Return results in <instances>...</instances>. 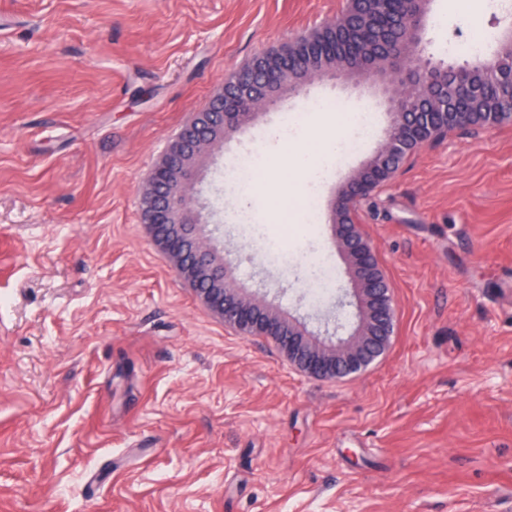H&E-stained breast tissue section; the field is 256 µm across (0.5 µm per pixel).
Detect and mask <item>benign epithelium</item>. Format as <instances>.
Wrapping results in <instances>:
<instances>
[{
	"instance_id": "1",
	"label": "benign epithelium",
	"mask_w": 512,
	"mask_h": 512,
	"mask_svg": "<svg viewBox=\"0 0 512 512\" xmlns=\"http://www.w3.org/2000/svg\"><path fill=\"white\" fill-rule=\"evenodd\" d=\"M213 117L214 113L204 109L193 113L144 182L141 220L152 242L195 295L241 334L270 337L292 365L313 377L341 380L361 375L381 355L392 333V298L389 289L382 287L386 279L375 248L351 215L342 212L339 219L343 223L336 225V234L357 288L353 289L354 300H340L338 306L359 309L361 331L343 336L339 334L342 325L336 324L333 335L325 331L316 334L296 319L280 322L258 307L242 305L237 290L227 285L219 247L203 240L198 225L179 204V198L189 196L196 181L190 158L210 149V141L200 137L197 129L212 125Z\"/></svg>"
}]
</instances>
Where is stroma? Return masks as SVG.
<instances>
[{"label": "stroma", "mask_w": 512, "mask_h": 512, "mask_svg": "<svg viewBox=\"0 0 512 512\" xmlns=\"http://www.w3.org/2000/svg\"><path fill=\"white\" fill-rule=\"evenodd\" d=\"M345 5L0 0V512H512V123L422 147L363 205L394 333L355 380L216 318L140 220L149 170L225 76ZM431 13L421 55L443 63L473 30L496 50L512 0ZM317 99L375 127L309 180L281 128ZM390 121L381 87L323 78L225 140L198 192L243 296L355 325L329 207ZM258 147L266 180L318 200L308 223L226 175Z\"/></svg>", "instance_id": "stroma-1"}]
</instances>
